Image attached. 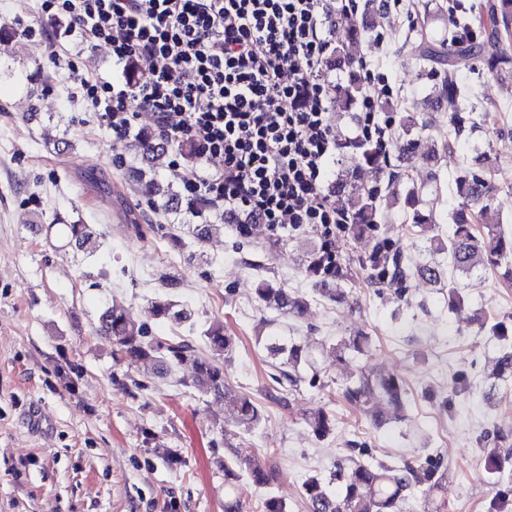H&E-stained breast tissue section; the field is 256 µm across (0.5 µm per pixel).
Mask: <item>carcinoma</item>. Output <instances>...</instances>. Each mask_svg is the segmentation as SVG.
Segmentation results:
<instances>
[{
    "mask_svg": "<svg viewBox=\"0 0 512 512\" xmlns=\"http://www.w3.org/2000/svg\"><path fill=\"white\" fill-rule=\"evenodd\" d=\"M484 40L473 42L468 52L458 55H441L435 40H423L411 45V55L424 62H438L443 66L445 76L438 83L432 100L437 104L444 102L463 104L468 101V90L460 84L455 74L471 64V60L490 49L484 57L485 75L499 79L509 73L512 56L506 53V47L512 44V0H496L487 12V19L480 22ZM366 38L365 29L356 21L347 24V42L333 47L327 60V66L339 69L346 79L330 86L332 107L340 112L354 110L363 93V84L353 69L354 54L351 48ZM467 117L459 112L449 116L448 122L453 135L443 144L441 151L424 154L420 151L419 139L411 136L416 120L404 123L406 135L396 141L399 165L377 154L374 146L367 144L356 150L351 166L346 174L336 178L331 189L338 195L348 194V216L350 223L336 227V235L353 241L366 240L370 243L368 251L349 255L340 249L329 250L324 240H318L307 253L304 273L315 286V291L332 301L344 300L346 289L341 282L348 280L351 267L358 268L364 282L373 288H392L398 298L406 296L411 283L417 277L430 282L441 281V273L435 266L418 267L406 257L400 242L388 235L387 225L381 223L379 211L380 190L376 187L350 190L354 172L364 166L373 167L381 172L392 169L389 176L394 181L408 178L406 169L414 161L427 164L436 163L440 154L453 149L465 129ZM134 148L139 150L146 168L141 170L140 178L144 182L143 197L149 208L167 213L182 214L189 217L195 214L198 204L184 201L181 194L170 186H164L157 179L159 169L172 149H177L188 159L197 160L195 150L186 144L177 147L153 137L152 132L142 131ZM485 158L477 156L474 163L456 181V193L461 197L459 207L453 209L451 220L453 232L444 239L435 234L438 221L433 212L424 213L417 208L415 191L407 192V206L411 212V227L421 232H430V242L435 251H448L453 268L470 274L478 266L490 262L504 267L503 278L512 281V234L504 231L498 224H479V218L487 215L494 196V186L489 179V170L484 166ZM50 237L63 247L84 249L92 240L89 225L78 221H67L57 217L50 225ZM257 298L264 306L277 311L287 312L301 317L308 308V299L290 293L288 289L269 280H264L256 288ZM154 316L159 320L186 323L191 312L183 305L168 300H155L151 304ZM100 330L112 340L116 361L129 363L149 362L164 370L171 366L191 365L193 377L191 386L205 395L217 398L228 397V387L224 381V365L219 357L230 359L235 337L222 325H212L204 331L205 341L214 357L201 355L191 344L170 342L156 337L151 338L144 325L123 307L108 306L100 316ZM492 335L506 341L500 350L492 369L493 378L508 383L512 380V343L509 342L503 327L491 325ZM371 339L367 335H355L341 339L329 345L330 353L336 357V363L344 361L345 355L369 352ZM265 348L273 356L281 359L283 378L296 388L305 381L303 369L312 365L309 351L303 346L281 336L266 338ZM407 392L401 378L395 375L373 376L360 373L355 379L341 385V397L354 409L365 413H375L378 403L383 402L397 417L405 408ZM234 426L243 433H250L261 423V411L257 404L246 395L231 399ZM305 424L318 437H325L333 430L330 414L323 408L315 409L305 416ZM493 449L485 457V469L489 473L501 472L504 458L501 449L512 446V434L498 431L492 440ZM236 465L246 473L254 484L265 487L270 478L264 472L250 466L249 449L235 450ZM337 491L331 493L321 478L312 476L302 483V498L308 504L310 512H403V506L422 486L434 492L442 487L446 472L432 461L420 464L404 462L399 466L354 461L349 467L338 465L333 474Z\"/></svg>",
    "mask_w": 512,
    "mask_h": 512,
    "instance_id": "obj_1",
    "label": "carcinoma"
}]
</instances>
